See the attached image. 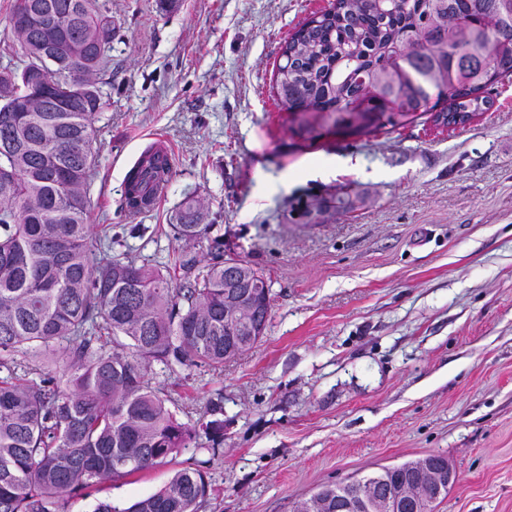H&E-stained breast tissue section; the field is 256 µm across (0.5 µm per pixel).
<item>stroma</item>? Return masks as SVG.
<instances>
[{"instance_id": "stroma-1", "label": "stroma", "mask_w": 512, "mask_h": 512, "mask_svg": "<svg viewBox=\"0 0 512 512\" xmlns=\"http://www.w3.org/2000/svg\"><path fill=\"white\" fill-rule=\"evenodd\" d=\"M328 4L179 0L162 14L157 0H108L89 224L111 225L114 257L203 262L208 240L174 239L170 224L204 198L212 236L264 272L272 302L262 340L223 371L152 365L194 438L66 512L129 506L185 466L209 483L201 512H292L323 486L430 454L456 471L435 512H512V81L464 128L354 134L326 118L302 134L273 96L275 65ZM157 142L168 193L129 213L126 176Z\"/></svg>"}]
</instances>
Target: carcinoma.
Segmentation results:
<instances>
[{
  "instance_id": "cac0c4a2",
  "label": "carcinoma",
  "mask_w": 512,
  "mask_h": 512,
  "mask_svg": "<svg viewBox=\"0 0 512 512\" xmlns=\"http://www.w3.org/2000/svg\"><path fill=\"white\" fill-rule=\"evenodd\" d=\"M42 13L46 24L11 26L22 66H0V368L21 353L54 355L67 388L41 372L37 383L0 377V512H63L66 497L96 483L143 472L186 447L191 428L151 386L148 369L224 364L260 341L224 340V278L240 260L211 239L202 267L179 263L183 284L148 263L112 257V238L87 224L88 182L96 162L99 86L112 48V19L100 0H14L11 18ZM512 80V0H331L284 42L274 94L311 130L324 113L338 126L356 105L377 127L421 117L491 109L489 85ZM160 148L128 173L124 203H143L169 180ZM204 204L185 203L176 234L206 238ZM418 461L392 467L384 497ZM327 486L304 512H336ZM205 475L183 467L127 508L94 512H200Z\"/></svg>"
}]
</instances>
